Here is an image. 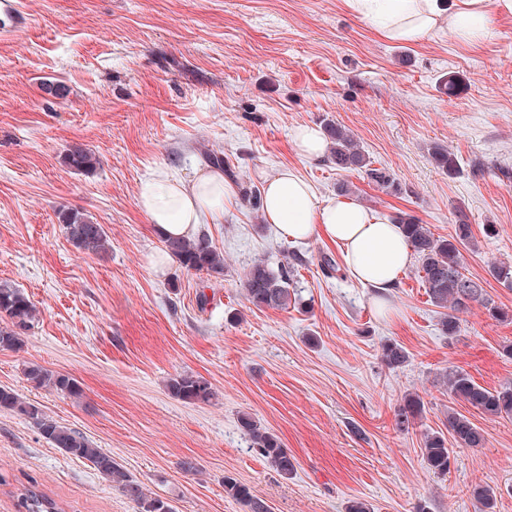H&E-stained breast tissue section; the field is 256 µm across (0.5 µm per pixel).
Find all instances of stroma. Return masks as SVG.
<instances>
[{"instance_id": "35a3bbf8", "label": "stroma", "mask_w": 512, "mask_h": 512, "mask_svg": "<svg viewBox=\"0 0 512 512\" xmlns=\"http://www.w3.org/2000/svg\"><path fill=\"white\" fill-rule=\"evenodd\" d=\"M21 11L19 28L0 9V282L23 289L39 318L19 351H0V387L83 433L174 512H246L225 492L228 476L269 512H345L353 499L372 512H478V485L497 489L494 512H512V418L454 400L442 384L449 369L489 389L512 384V321L475 305L456 335H442L413 267L380 310L355 279L323 275L322 257L342 261L340 246L286 241L243 199L223 223L200 227L224 255L223 276L175 261L158 273L152 259L165 247L135 203L152 173L192 177L211 152L242 195L290 167L319 196L349 183L355 200L440 236L462 211L474 237L467 273L512 311V288L489 273L512 262V15H494L492 37L468 46L446 31L386 42L346 0H21ZM49 81L66 96L46 94ZM325 120L349 129L401 192L300 155L292 128ZM74 142L95 153L96 169L63 164ZM437 143L457 155L456 175L432 163ZM67 209L104 225L107 253L75 250L59 222ZM296 256L299 307L246 300L240 281L254 260ZM387 341L407 363L382 362ZM31 365L73 376L83 398L35 386ZM187 373L210 382L209 402L169 394V379ZM408 393L424 413L402 430ZM452 409L487 443L455 449L441 476L421 448ZM246 415L295 457L291 476L251 448ZM31 483L63 512H137L34 420L0 411V512H16Z\"/></svg>"}]
</instances>
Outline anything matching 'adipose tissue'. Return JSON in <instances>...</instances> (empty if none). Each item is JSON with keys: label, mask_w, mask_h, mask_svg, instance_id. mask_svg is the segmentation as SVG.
I'll return each instance as SVG.
<instances>
[{"label": "adipose tissue", "mask_w": 512, "mask_h": 512, "mask_svg": "<svg viewBox=\"0 0 512 512\" xmlns=\"http://www.w3.org/2000/svg\"><path fill=\"white\" fill-rule=\"evenodd\" d=\"M369 19L377 34L393 43H416L441 30L475 42L491 33L490 15H512V0H346ZM237 200L235 185L222 171H198L182 179L158 173L139 185L136 205L162 237H190L202 224H220ZM266 220L290 242L327 239L339 244L347 273L370 288L380 309H388L393 288L412 262L400 227L357 201L320 197L294 169L267 179L262 189Z\"/></svg>", "instance_id": "ef3b65f1"}]
</instances>
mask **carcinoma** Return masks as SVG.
<instances>
[{
	"label": "carcinoma",
	"instance_id": "carcinoma-1",
	"mask_svg": "<svg viewBox=\"0 0 512 512\" xmlns=\"http://www.w3.org/2000/svg\"><path fill=\"white\" fill-rule=\"evenodd\" d=\"M323 133L329 141V162L338 171H364L371 182L383 188H395L394 178L383 168L372 167V161L362 146L344 127L328 121L323 124ZM431 161L440 170L453 175L458 171L459 159L448 148L436 144L430 152ZM62 161L68 168L79 172H90L98 165L96 155L82 143H72L66 148ZM60 223L68 240L83 253H105L109 238L103 225L93 222L87 215L76 211L59 214ZM402 226L406 241L419 259L418 276L430 302L443 309L440 320L441 332L454 336L459 330V314L476 303L486 309L496 321H512L509 311L491 304L485 297L480 283L466 275L467 260L463 250L473 239L471 225L464 213L457 215L454 234L437 236L430 228L407 214L393 217ZM166 250L188 271L208 276L224 275V255L212 245L208 236L202 234L195 239H165ZM294 266H272L263 259L254 261L245 271L242 288L249 303L257 308L286 310L292 303L290 288L293 285ZM490 275L508 288H512V264L500 262L489 266ZM0 350H16L22 346V335L36 320V307L19 288L0 283ZM382 361L390 368H397L408 361L402 346L389 342L382 345ZM26 376L37 387H45L78 400L83 396L80 383L73 377L33 365L27 368ZM444 383L452 397L482 413L493 417H512V386L489 390L477 383L465 372L450 369ZM171 396L189 402L205 403L212 396L211 385L201 377L181 374L168 381ZM0 410L25 415L33 420L42 437L64 454L90 462L95 469L124 496L135 503L138 512H173L168 501L145 492L143 486L134 481L112 456L92 443L79 431L64 426L53 418L42 414L25 402L11 388H0ZM423 412V402L416 394L408 393L402 398L397 413V425L405 429L414 424ZM245 434L270 466L281 476L291 475L296 466L293 456L283 448L279 438L263 429L248 416L241 418ZM446 430L460 448H483L486 437L483 431L465 415L448 409ZM428 467L445 475L450 467L453 449L448 447V438L441 432L424 435L422 451ZM227 494L243 502L248 512H267L265 502L252 495L249 488L231 477L224 478ZM472 495L481 506V512H492L496 491L489 486H476ZM19 508L24 512H59L57 503L48 496L31 488L18 496Z\"/></svg>",
	"mask_w": 512,
	"mask_h": 512
}]
</instances>
